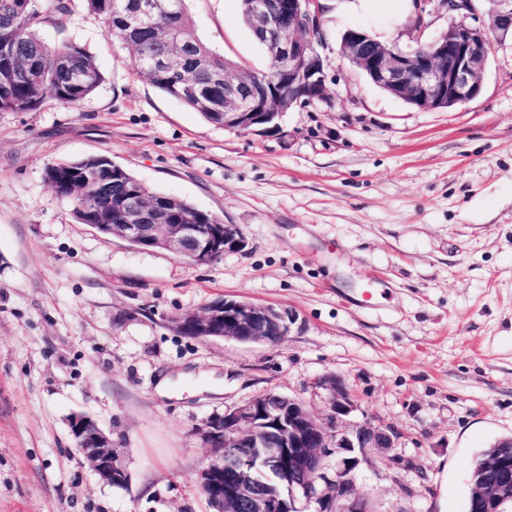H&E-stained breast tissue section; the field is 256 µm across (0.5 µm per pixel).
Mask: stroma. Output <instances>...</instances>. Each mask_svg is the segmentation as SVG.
Here are the masks:
<instances>
[{"mask_svg":"<svg viewBox=\"0 0 512 512\" xmlns=\"http://www.w3.org/2000/svg\"><path fill=\"white\" fill-rule=\"evenodd\" d=\"M318 5L326 94L267 132L215 126L159 91L85 0L43 26L104 81L76 108L0 112V512H210L196 479L215 454L199 429L270 392L324 417L330 377L356 404L349 422L394 432L356 470L369 512H467L479 452L512 437V44L493 45L474 99L421 110L345 59L341 36L411 50L453 15L419 31L412 0ZM185 7L214 51L267 68L240 0ZM102 155L237 225L245 249L200 265L79 223L44 168ZM225 297L272 307L285 336L176 328ZM189 369L223 374V395L192 380L156 394ZM76 414L111 435L125 486L79 455Z\"/></svg>","mask_w":512,"mask_h":512,"instance_id":"stroma-1","label":"stroma"}]
</instances>
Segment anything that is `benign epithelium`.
<instances>
[{
    "label": "benign epithelium",
    "mask_w": 512,
    "mask_h": 512,
    "mask_svg": "<svg viewBox=\"0 0 512 512\" xmlns=\"http://www.w3.org/2000/svg\"><path fill=\"white\" fill-rule=\"evenodd\" d=\"M418 23L434 10H472L471 0H414ZM489 24L454 23L422 47L404 52L366 33L348 30L341 53L380 88L423 110L452 109L475 98L481 90L492 43L488 31L504 43L512 40V0H492ZM316 0H251L252 29L262 34L270 59L283 64V92L260 93L249 80L224 76V128L256 130L287 111L303 97L325 94L323 69L305 33L316 26L311 6ZM157 204L132 193L126 223L107 224V233L141 250L162 249L197 264H209L226 251H241L246 241L234 224L188 221L164 224L155 217ZM184 334L196 338H232L244 343L275 344L285 336L281 318L273 309L246 301L220 300L175 321ZM329 413L311 414L297 400L268 393L209 420L200 431L216 459L198 476L212 512H298V498H316L317 512H368L354 495L353 472L359 464L354 452L390 448L393 431L369 423L345 433L342 417L353 411L343 382L325 381ZM70 430L79 452L99 478L123 486L128 473L112 439L92 418L77 414ZM336 449L345 454L336 468V480L316 493L323 456ZM488 479L472 489L485 502L486 512H512V456L498 454L485 462Z\"/></svg>",
    "instance_id": "1"
}]
</instances>
